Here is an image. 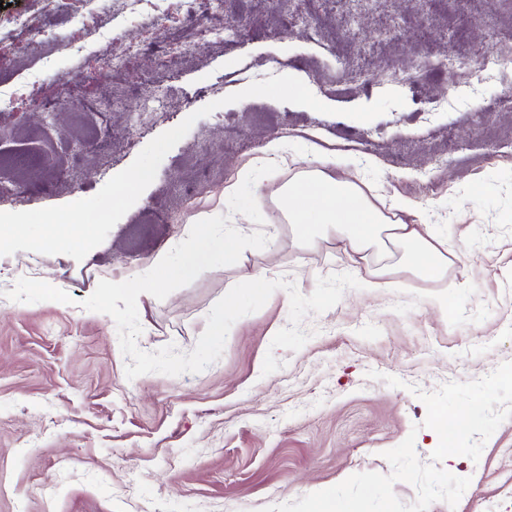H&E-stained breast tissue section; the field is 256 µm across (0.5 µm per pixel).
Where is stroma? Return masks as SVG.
Returning <instances> with one entry per match:
<instances>
[{
	"label": "stroma",
	"instance_id": "obj_1",
	"mask_svg": "<svg viewBox=\"0 0 512 512\" xmlns=\"http://www.w3.org/2000/svg\"><path fill=\"white\" fill-rule=\"evenodd\" d=\"M0 10V211L94 196L156 136L253 82L289 71L336 112L252 97L197 119L165 156L152 184L84 259L16 251L0 256V512H261L362 472L391 473L385 451L414 436L421 461L435 448L416 390L483 377L512 361V112L498 105L512 69L488 76L439 60L512 49V0H300L290 23L275 0H225L204 12L189 0H9ZM28 15L29 28L15 20ZM319 39H311V26ZM211 31L195 39L197 28ZM125 54L124 71L102 74ZM79 104L59 112L62 91ZM405 104L371 122L342 109L386 91ZM161 95L139 117L142 100ZM44 108L28 111L31 98ZM288 142L295 164L272 170L273 193L320 168L404 197L406 218L448 241L439 280L389 265L392 288L345 290L302 322L308 342L271 349L289 324L279 289L231 327L219 360L197 374L128 379L116 324L81 303L103 280L143 274L153 256L185 240L197 216L228 212L224 189L269 142ZM242 269L294 282L349 272L334 235L314 244L281 224L276 242L241 255ZM70 303L14 302L26 269ZM215 268L165 299H137L142 350L191 352L214 304L240 281ZM457 289H450V282ZM443 296L444 310L428 306ZM282 361L262 375L267 352ZM379 379H372V372ZM400 379L397 387L385 376ZM446 471L469 478L457 507L428 512H512V418L479 460L454 456Z\"/></svg>",
	"mask_w": 512,
	"mask_h": 512
}]
</instances>
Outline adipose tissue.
Segmentation results:
<instances>
[{"label":"adipose tissue","mask_w":512,"mask_h":512,"mask_svg":"<svg viewBox=\"0 0 512 512\" xmlns=\"http://www.w3.org/2000/svg\"><path fill=\"white\" fill-rule=\"evenodd\" d=\"M287 162V145L270 142L263 155L225 188V200L238 195L241 182L261 185L269 170ZM275 198L301 243L314 241L319 227L326 224L335 230L348 256L394 258L422 278L442 276L447 262L445 240L421 225L392 219L358 183L309 170L278 189Z\"/></svg>","instance_id":"1"}]
</instances>
